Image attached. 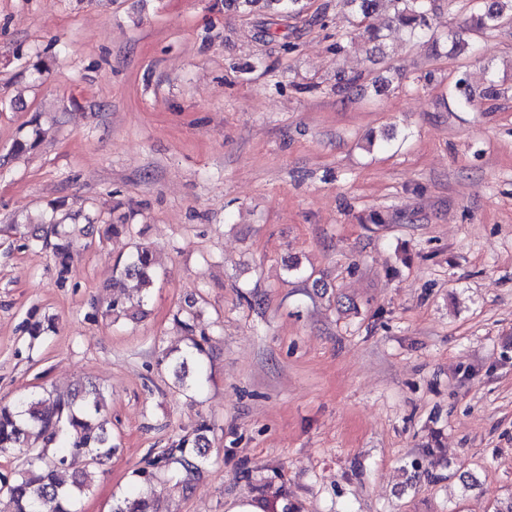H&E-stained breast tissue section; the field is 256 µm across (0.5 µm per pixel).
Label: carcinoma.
Listing matches in <instances>:
<instances>
[{"mask_svg":"<svg viewBox=\"0 0 512 512\" xmlns=\"http://www.w3.org/2000/svg\"><path fill=\"white\" fill-rule=\"evenodd\" d=\"M261 1L273 14L255 25L253 39L257 42L274 40L273 27L286 28L288 20L299 18L303 12L302 0H232L244 12ZM383 1L390 6L391 22L403 28L409 38L432 30L435 0H346L351 6L347 22L353 30L336 25V52L344 49L343 40L354 33L383 51V35L368 23ZM508 21L512 22V0H469V15L448 30L446 39L455 53L473 50L476 40L470 34L487 35ZM503 94L496 74L488 72L483 97L496 100ZM453 95L458 106L470 105L473 94L466 77L456 81ZM93 224L94 219L89 217L85 227L78 230L76 225L52 216L43 224H13L10 229L21 234L28 244L50 251L63 277L70 269L75 232L83 233ZM157 279L153 247L133 242L127 256L116 261L114 280L136 282L141 295L133 302L123 293L112 294L106 313L130 320L141 318ZM174 320L188 345L183 351H164L162 361L172 369L179 387L197 391L202 387L207 343L201 310L191 303L178 311ZM103 408V392L93 382L65 394L40 387L8 405H0V454L17 451L23 455L14 479L0 486V496L7 499L5 512H81L80 504L90 493L93 473L112 458L115 448ZM211 431L208 421H197L171 447L148 461L152 471L141 470L139 474L148 479L173 468L188 476L196 473L210 447ZM111 512H158V503L123 497L112 505Z\"/></svg>","mask_w":512,"mask_h":512,"instance_id":"obj_1","label":"carcinoma"}]
</instances>
